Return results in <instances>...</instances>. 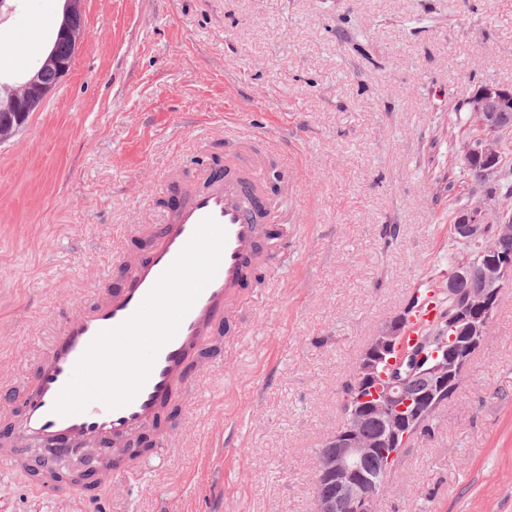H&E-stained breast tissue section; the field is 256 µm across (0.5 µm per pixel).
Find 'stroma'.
<instances>
[{
	"instance_id": "35a3bbf8",
	"label": "stroma",
	"mask_w": 512,
	"mask_h": 512,
	"mask_svg": "<svg viewBox=\"0 0 512 512\" xmlns=\"http://www.w3.org/2000/svg\"><path fill=\"white\" fill-rule=\"evenodd\" d=\"M63 0L0 13V79L24 82ZM69 75L0 143V425L61 321L118 284L162 224V188L278 136L288 241L198 364L151 460L97 490L0 468V512H313L315 453L377 328L421 282L448 286L470 197L469 100L512 88V0H83ZM42 15L27 63L14 26ZM397 227L396 239L385 235ZM380 512H512V285Z\"/></svg>"
}]
</instances>
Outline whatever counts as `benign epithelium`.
Here are the masks:
<instances>
[{"label":"benign epithelium","instance_id":"7a95c632","mask_svg":"<svg viewBox=\"0 0 512 512\" xmlns=\"http://www.w3.org/2000/svg\"><path fill=\"white\" fill-rule=\"evenodd\" d=\"M35 71L18 88L0 98V142L12 138L51 88ZM477 117L478 134L465 146L469 159L484 162L485 184L497 181L500 138L512 130V88L485 86L468 102ZM498 224V239L485 240L484 225ZM456 231L481 247L484 261L476 270L462 269L457 277L476 275L481 287L471 288L463 305L448 316V337L426 341L420 349L402 346L408 311L384 322L363 351L360 383L363 393L343 416L313 463L311 486L314 512H379L391 466L381 473L365 469L367 459L379 448L403 447L412 433L422 428L431 412L454 390L474 354L490 336V325L503 288L512 284V260L499 256V241L512 240V205L505 200L490 204L485 199L456 214ZM381 428L368 433V421ZM331 492H323V487Z\"/></svg>","mask_w":512,"mask_h":512}]
</instances>
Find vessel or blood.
<instances>
[{"label": "vessel or blood", "instance_id": "b4317fda", "mask_svg": "<svg viewBox=\"0 0 512 512\" xmlns=\"http://www.w3.org/2000/svg\"><path fill=\"white\" fill-rule=\"evenodd\" d=\"M38 27L33 19L16 26L12 47L18 61H25L29 41ZM278 153V148L270 145L261 150L228 149L222 166L200 170L203 188L179 180L166 182L169 212L154 230L152 245L126 266L117 287L66 318L48 350L40 355L33 380L20 399L15 425L19 439L70 458L77 441H112L141 432L163 406L175 400L180 385L192 382V358L221 323L228 321L242 289L249 287L258 273L252 251L259 227L276 221L273 194L261 172L268 158ZM208 218L225 231L216 275L194 301L176 334L159 348L136 397L115 409L95 400L79 413H56V402L89 345L102 332L123 325L138 312ZM438 313V294L427 289L409 314L406 336L421 335Z\"/></svg>", "mask_w": 512, "mask_h": 512}]
</instances>
